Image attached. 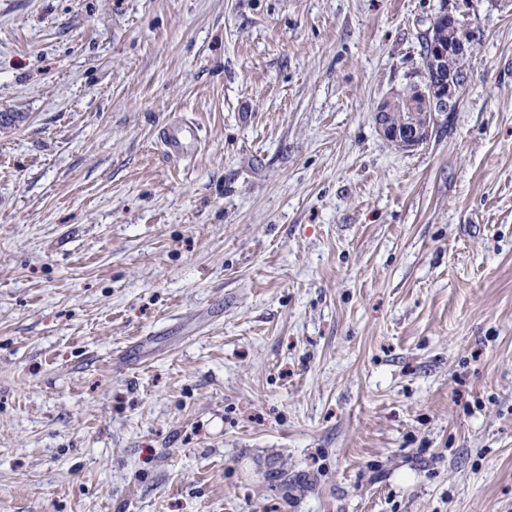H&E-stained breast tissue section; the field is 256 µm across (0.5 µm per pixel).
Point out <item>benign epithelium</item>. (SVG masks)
<instances>
[{
	"label": "benign epithelium",
	"instance_id": "1",
	"mask_svg": "<svg viewBox=\"0 0 512 512\" xmlns=\"http://www.w3.org/2000/svg\"><path fill=\"white\" fill-rule=\"evenodd\" d=\"M417 97L432 101L437 107L433 112L411 113L408 126L400 129L386 121V109L389 100H383L376 108L375 122L380 133L389 141L402 149L413 148L431 136L433 125L438 117L447 114L448 109L458 106L460 97L458 87L453 80L441 81L437 84L424 83L419 86Z\"/></svg>",
	"mask_w": 512,
	"mask_h": 512
}]
</instances>
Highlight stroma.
Wrapping results in <instances>:
<instances>
[{
    "instance_id": "35a3bbf8",
    "label": "stroma",
    "mask_w": 512,
    "mask_h": 512,
    "mask_svg": "<svg viewBox=\"0 0 512 512\" xmlns=\"http://www.w3.org/2000/svg\"><path fill=\"white\" fill-rule=\"evenodd\" d=\"M0 112V512H512V0H0ZM441 15V14H440ZM439 15V16H440ZM437 16L430 28V34L425 35L422 40L420 59L422 66L419 68V77L422 81L436 82L439 77L457 79L458 82H465L466 78L469 81L468 71L463 67V60L466 58L470 49L472 48V38L467 43L464 34H459L455 40V49L460 54L466 55L457 56L448 49V23L453 21V16L448 13V19L444 22V17L437 19ZM440 51L444 56V61L441 66L443 70L439 73L436 65L434 64V53ZM423 83L418 88V98H425L426 101L431 100L432 105L437 107L433 112H423L422 103L424 100L416 99L415 89L416 83H410L402 95L397 98V105L394 110L389 113V122L395 126H391L386 121L387 104L391 99L383 100L376 108L375 122L380 133L389 141L394 142L402 149H410L418 146L423 141L431 136L434 124L438 123V116L448 115V108L459 105L460 97L458 87L455 80L448 79L441 81L438 84ZM407 112L411 113V118L408 120ZM421 112L422 114H418ZM423 119L422 122L419 119ZM426 118V119H425ZM407 122L408 127L400 129ZM197 139V129L191 123L171 125L162 132L160 140L166 152L183 156L191 142Z\"/></svg>"
}]
</instances>
